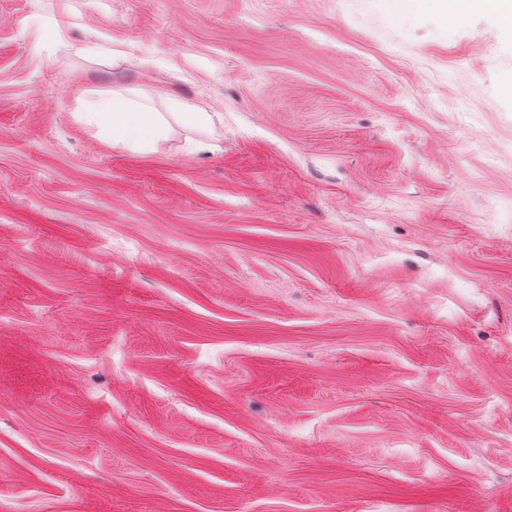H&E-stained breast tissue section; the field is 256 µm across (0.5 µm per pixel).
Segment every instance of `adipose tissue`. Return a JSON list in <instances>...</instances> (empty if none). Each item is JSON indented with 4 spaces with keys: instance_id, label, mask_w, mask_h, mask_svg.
I'll use <instances>...</instances> for the list:
<instances>
[{
    "instance_id": "obj_1",
    "label": "adipose tissue",
    "mask_w": 512,
    "mask_h": 512,
    "mask_svg": "<svg viewBox=\"0 0 512 512\" xmlns=\"http://www.w3.org/2000/svg\"><path fill=\"white\" fill-rule=\"evenodd\" d=\"M436 9L443 17L455 18L462 14L480 13L493 17L499 28L512 34V0H395L394 10L418 11ZM168 114H161L142 102H132L120 97L92 106L80 113L79 118L87 125L109 134L113 147L134 152L147 151L157 143L167 140L171 133L170 118L206 128L212 123L207 112L193 111L184 101L167 97Z\"/></svg>"
}]
</instances>
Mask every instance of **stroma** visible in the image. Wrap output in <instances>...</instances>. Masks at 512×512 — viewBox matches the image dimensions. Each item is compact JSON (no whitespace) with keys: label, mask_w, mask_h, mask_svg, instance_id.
Here are the masks:
<instances>
[{"label":"stroma","mask_w":512,"mask_h":512,"mask_svg":"<svg viewBox=\"0 0 512 512\" xmlns=\"http://www.w3.org/2000/svg\"><path fill=\"white\" fill-rule=\"evenodd\" d=\"M510 72L392 0H0V512H512ZM161 93L212 127L78 117ZM78 116L87 125L107 132L112 146L122 150H150L171 133L169 122L160 112L120 97H113L112 103H95L90 112H79Z\"/></svg>","instance_id":"1"}]
</instances>
